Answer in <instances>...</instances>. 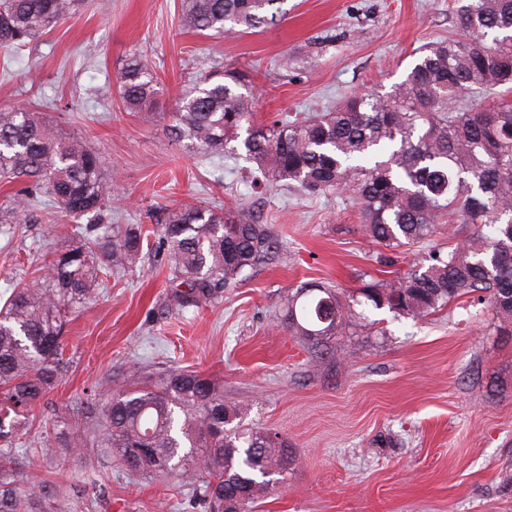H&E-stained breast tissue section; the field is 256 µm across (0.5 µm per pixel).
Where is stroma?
<instances>
[{
  "label": "stroma",
  "mask_w": 512,
  "mask_h": 512,
  "mask_svg": "<svg viewBox=\"0 0 512 512\" xmlns=\"http://www.w3.org/2000/svg\"><path fill=\"white\" fill-rule=\"evenodd\" d=\"M180 4L89 0L0 73V108L37 102L53 128L82 138L112 186L104 221L140 225L143 236L138 265L103 273L93 300L70 314L71 365L16 447H36L55 409L90 393L106 401L130 367L153 378L180 368L222 381L240 428L278 435L295 456L249 512H512V334L486 297L419 320L353 305L323 359L280 324L289 290L318 281L349 295L391 280L409 260L447 250L449 226L393 259L365 237L350 201L254 186L244 155L207 159L168 133L178 99L217 66L244 75L265 122L327 111L357 90L388 92L416 50L454 34V0H285L276 25L221 38L184 31ZM134 56L161 89L150 118L118 96L115 76ZM213 202L260 212L278 250L220 303L182 312L167 301L156 219ZM79 240L52 207L0 225V297L41 287L45 262ZM96 475L106 478L100 512H202L190 492L126 475L105 452L95 468L58 455L51 479L66 487Z\"/></svg>",
  "instance_id": "35a3bbf8"
}]
</instances>
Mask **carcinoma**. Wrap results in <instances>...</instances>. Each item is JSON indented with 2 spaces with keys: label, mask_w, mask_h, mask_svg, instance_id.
I'll list each match as a JSON object with an SVG mask.
<instances>
[{
  "label": "carcinoma",
  "mask_w": 512,
  "mask_h": 512,
  "mask_svg": "<svg viewBox=\"0 0 512 512\" xmlns=\"http://www.w3.org/2000/svg\"><path fill=\"white\" fill-rule=\"evenodd\" d=\"M80 0H0V48L19 52L72 18ZM285 0H182L180 22L222 35L242 26L276 24ZM455 22L476 36L448 37L422 48L405 78L379 93L347 95L332 112L263 124L240 74L220 68L179 102L170 134L201 153L243 147L252 178L304 192H336L360 215L366 237L387 249L408 248L437 224L470 229L463 243L414 263L396 280L359 289L364 303L399 316L425 317L476 292L487 295L503 328L512 326V102L465 100L512 85V0H455ZM129 112L156 106L158 81L146 63L129 59L117 76ZM30 179L0 207V224H18L40 203L73 222L87 220L83 243L45 266L43 286L17 287L0 305V425L49 406L68 360L67 314L96 291L102 270H126L138 259L137 224L94 223L109 200L99 155L46 124L32 107L0 109V180ZM171 262L172 300L179 309L215 305L224 289L277 249L271 225L250 208L189 204L158 220ZM344 319L338 291L307 283L288 292L280 323L314 352ZM239 409L224 387L196 371L169 370L148 380L132 367L107 406L86 399L57 414L65 454L104 448L126 473L168 480L192 490L208 512H243L268 477L288 469L287 441L263 431L233 429ZM189 443V451L179 448ZM43 455L0 448V512H61L63 489L38 471Z\"/></svg>",
  "instance_id": "carcinoma-1"
}]
</instances>
